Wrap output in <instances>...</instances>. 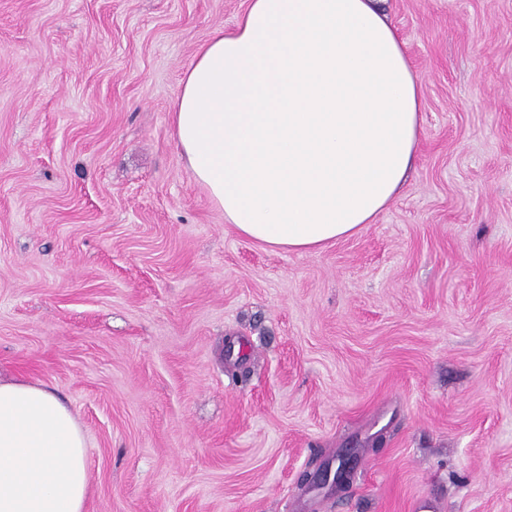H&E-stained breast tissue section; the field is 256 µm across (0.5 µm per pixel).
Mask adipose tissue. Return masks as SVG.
Masks as SVG:
<instances>
[{
	"instance_id": "obj_1",
	"label": "adipose tissue",
	"mask_w": 512,
	"mask_h": 512,
	"mask_svg": "<svg viewBox=\"0 0 512 512\" xmlns=\"http://www.w3.org/2000/svg\"><path fill=\"white\" fill-rule=\"evenodd\" d=\"M382 0H248L198 51L172 123L238 235L314 252L395 200L422 132V81ZM87 444L46 384L0 380V512H84Z\"/></svg>"
}]
</instances>
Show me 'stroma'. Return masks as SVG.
I'll use <instances>...</instances> for the list:
<instances>
[{"label":"stroma","mask_w":512,"mask_h":512,"mask_svg":"<svg viewBox=\"0 0 512 512\" xmlns=\"http://www.w3.org/2000/svg\"><path fill=\"white\" fill-rule=\"evenodd\" d=\"M245 7L0 0V377L76 413L85 512H512V0H386L415 165L310 253L239 236L177 146Z\"/></svg>","instance_id":"obj_1"}]
</instances>
